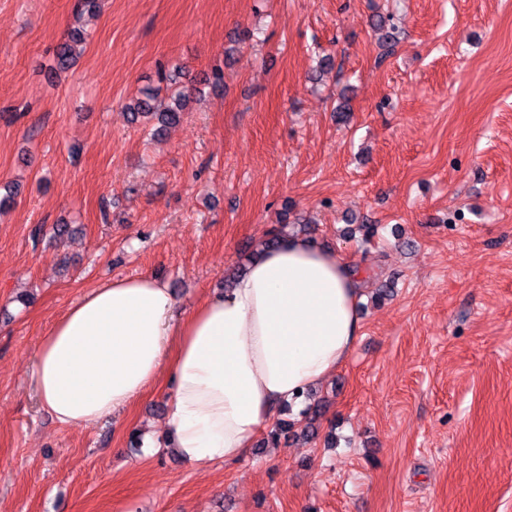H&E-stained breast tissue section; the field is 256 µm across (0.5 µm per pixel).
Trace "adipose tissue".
Wrapping results in <instances>:
<instances>
[{
	"mask_svg": "<svg viewBox=\"0 0 512 512\" xmlns=\"http://www.w3.org/2000/svg\"><path fill=\"white\" fill-rule=\"evenodd\" d=\"M358 270L323 243L264 250L183 320L152 274L110 280L43 336L34 391L60 425H90L171 384L166 426L189 465L238 460L279 406L300 403L348 357L362 328Z\"/></svg>",
	"mask_w": 512,
	"mask_h": 512,
	"instance_id": "1",
	"label": "adipose tissue"
}]
</instances>
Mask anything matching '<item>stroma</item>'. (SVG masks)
Segmentation results:
<instances>
[{
  "label": "stroma",
  "mask_w": 512,
  "mask_h": 512,
  "mask_svg": "<svg viewBox=\"0 0 512 512\" xmlns=\"http://www.w3.org/2000/svg\"><path fill=\"white\" fill-rule=\"evenodd\" d=\"M0 0V512H512V0ZM87 33L68 73L53 51ZM224 72L160 136L131 97ZM359 268L314 429L236 464L167 446V379L62 426L40 341L98 283L187 315L274 228ZM68 224L59 242L36 226Z\"/></svg>",
  "instance_id": "stroma-1"
}]
</instances>
